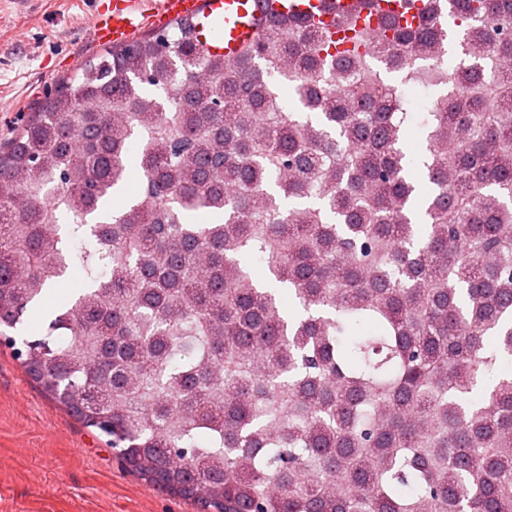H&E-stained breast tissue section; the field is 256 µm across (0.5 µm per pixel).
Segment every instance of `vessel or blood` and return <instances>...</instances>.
I'll use <instances>...</instances> for the list:
<instances>
[{
  "label": "vessel or blood",
  "instance_id": "1",
  "mask_svg": "<svg viewBox=\"0 0 512 512\" xmlns=\"http://www.w3.org/2000/svg\"><path fill=\"white\" fill-rule=\"evenodd\" d=\"M265 11L305 15L328 27L341 18L355 30L374 31L385 17L404 14L405 0H374L368 8L360 0H112L93 20L88 41L94 46L128 44L146 29L188 18L205 51L232 61L256 40Z\"/></svg>",
  "mask_w": 512,
  "mask_h": 512
}]
</instances>
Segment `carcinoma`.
I'll return each instance as SVG.
<instances>
[{
  "label": "carcinoma",
  "instance_id": "cac0c4a2",
  "mask_svg": "<svg viewBox=\"0 0 512 512\" xmlns=\"http://www.w3.org/2000/svg\"><path fill=\"white\" fill-rule=\"evenodd\" d=\"M173 27L0 146V340L206 512H512V0H427L365 52L266 16L230 62ZM380 63L440 89L420 158Z\"/></svg>",
  "mask_w": 512,
  "mask_h": 512
}]
</instances>
